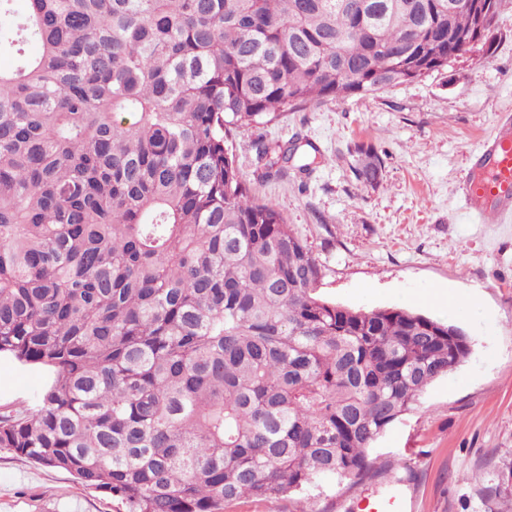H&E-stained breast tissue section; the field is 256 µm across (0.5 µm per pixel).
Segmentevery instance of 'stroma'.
Listing matches in <instances>:
<instances>
[{"instance_id": "1", "label": "stroma", "mask_w": 512, "mask_h": 512, "mask_svg": "<svg viewBox=\"0 0 512 512\" xmlns=\"http://www.w3.org/2000/svg\"><path fill=\"white\" fill-rule=\"evenodd\" d=\"M490 53L467 54L386 92L316 101L235 137L252 191L292 224L322 266L318 292L354 309L400 307L456 325L468 358L430 385L374 443V477L325 483L305 497H243L224 512H358L363 499L403 495L408 512H512V224H474L461 185L499 115L512 113V0ZM300 138L308 173L263 178L257 142ZM382 160L357 181L361 153ZM439 291L459 302L420 303ZM42 370L0 359V413L34 405ZM120 499L67 472L0 450V512H125ZM366 160L354 167L353 174L363 183L373 184L378 181L382 173V166L378 155L374 151H365Z\"/></svg>"}]
</instances>
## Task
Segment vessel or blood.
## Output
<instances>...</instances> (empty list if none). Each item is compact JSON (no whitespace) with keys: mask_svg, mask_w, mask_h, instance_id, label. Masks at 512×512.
I'll list each match as a JSON object with an SVG mask.
<instances>
[{"mask_svg":"<svg viewBox=\"0 0 512 512\" xmlns=\"http://www.w3.org/2000/svg\"><path fill=\"white\" fill-rule=\"evenodd\" d=\"M463 195L469 218L477 224L512 221V119L501 121L476 156L475 172Z\"/></svg>","mask_w":512,"mask_h":512,"instance_id":"obj_1","label":"vessel or blood"}]
</instances>
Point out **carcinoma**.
I'll return each mask as SVG.
<instances>
[{
	"instance_id": "1",
	"label": "carcinoma",
	"mask_w": 512,
	"mask_h": 512,
	"mask_svg": "<svg viewBox=\"0 0 512 512\" xmlns=\"http://www.w3.org/2000/svg\"><path fill=\"white\" fill-rule=\"evenodd\" d=\"M17 2L0 0V357L46 380L0 415V449L127 512L369 477L470 339L320 298L319 260L231 139L482 50L448 36L474 28L468 0ZM298 149L259 145L264 177ZM381 173L371 150L353 170Z\"/></svg>"
}]
</instances>
